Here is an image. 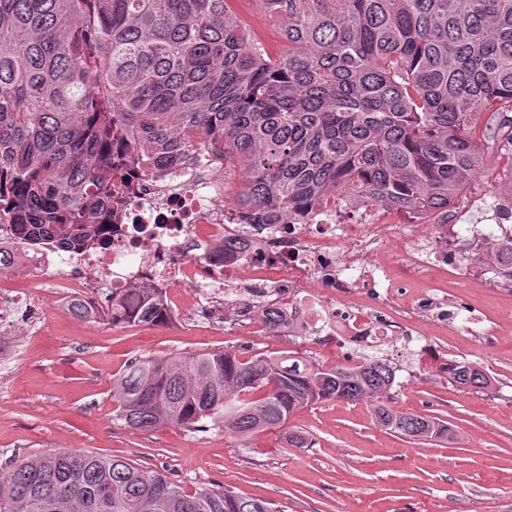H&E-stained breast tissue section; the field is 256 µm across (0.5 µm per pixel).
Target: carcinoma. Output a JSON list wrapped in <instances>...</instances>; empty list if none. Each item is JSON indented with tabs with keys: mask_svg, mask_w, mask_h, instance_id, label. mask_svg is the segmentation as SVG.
Masks as SVG:
<instances>
[{
	"mask_svg": "<svg viewBox=\"0 0 512 512\" xmlns=\"http://www.w3.org/2000/svg\"><path fill=\"white\" fill-rule=\"evenodd\" d=\"M288 52L272 55L229 0H0V214L37 249L94 244L112 223V168L173 165L198 144L244 184L246 224H287L327 195L410 224L448 223L512 113V0H253ZM112 323L169 322L162 291L132 288ZM449 381L491 377L456 361ZM385 359L210 350L145 355L112 380L131 429L284 426L323 401H365L409 440L453 441L444 420L387 402ZM0 512H280L227 486L187 492L118 456L53 449L0 469Z\"/></svg>",
	"mask_w": 512,
	"mask_h": 512,
	"instance_id": "obj_1",
	"label": "carcinoma"
}]
</instances>
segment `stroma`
I'll return each instance as SVG.
<instances>
[{
	"label": "stroma",
	"mask_w": 512,
	"mask_h": 512,
	"mask_svg": "<svg viewBox=\"0 0 512 512\" xmlns=\"http://www.w3.org/2000/svg\"><path fill=\"white\" fill-rule=\"evenodd\" d=\"M239 19L270 53L286 51L277 27L258 17L253 0H232ZM484 167L473 178L459 224L492 218L502 187H512V161L497 140L483 141ZM459 304L476 302L491 320L512 321V292L449 283ZM484 333L460 321L447 335L449 357L480 364L492 389L460 390L414 364L394 360L402 411L448 421L454 442H408L380 427L363 402L324 401L297 411L286 426L249 438L220 429L190 433L176 425L127 428L112 414V378L136 356H182L228 347L276 355L296 353L329 367L336 352L310 353L304 340L249 336L233 325L198 328L191 315L156 326H125L70 317L62 301L43 311L39 336L15 337L22 361L0 374V465L12 453L77 448L131 460L184 486H229L246 499L274 502L282 512H512V335L484 347ZM308 447L288 444L289 432Z\"/></svg>",
	"instance_id": "obj_1"
}]
</instances>
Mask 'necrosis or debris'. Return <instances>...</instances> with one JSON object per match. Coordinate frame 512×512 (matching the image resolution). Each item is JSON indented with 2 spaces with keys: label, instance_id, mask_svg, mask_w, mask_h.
Here are the masks:
<instances>
[{
  "label": "necrosis or debris",
  "instance_id": "necrosis-or-debris-1",
  "mask_svg": "<svg viewBox=\"0 0 512 512\" xmlns=\"http://www.w3.org/2000/svg\"><path fill=\"white\" fill-rule=\"evenodd\" d=\"M228 171L223 156L192 149L166 168L113 172L123 205L91 250L32 251L1 224L0 244L18 261L0 273V371L19 363L11 338L37 334L36 311L50 295L78 304L87 321L103 295L147 287L167 292L175 317L187 300L206 324L248 329L273 310L285 318L280 335L306 338L314 350L412 344L423 366L444 375L453 361L441 338L460 313L449 280L512 289V263L488 258L491 245L512 243L511 224H436L421 233L385 223L377 208L348 221L331 198L301 224L245 226L224 202ZM421 270L438 275L424 291Z\"/></svg>",
  "mask_w": 512,
  "mask_h": 512
}]
</instances>
